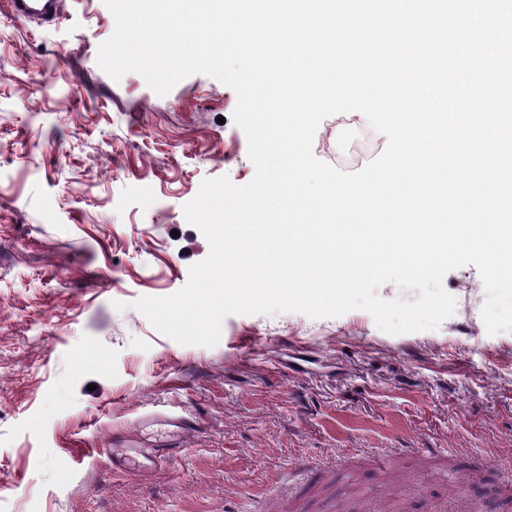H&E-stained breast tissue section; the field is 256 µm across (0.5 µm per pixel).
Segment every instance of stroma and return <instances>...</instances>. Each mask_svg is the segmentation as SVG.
<instances>
[{"label":"stroma","mask_w":512,"mask_h":512,"mask_svg":"<svg viewBox=\"0 0 512 512\" xmlns=\"http://www.w3.org/2000/svg\"><path fill=\"white\" fill-rule=\"evenodd\" d=\"M114 30L103 0L43 26L0 10V512H448L459 479L457 512H512V331L487 333L475 266L443 279L451 317L397 335L361 309L232 314L182 345L134 309L208 256L183 213L203 179L255 168L230 87L113 80ZM362 138L387 145L335 114L313 152L356 171ZM161 412L194 424L176 457L113 469V433L164 447Z\"/></svg>","instance_id":"stroma-1"}]
</instances>
